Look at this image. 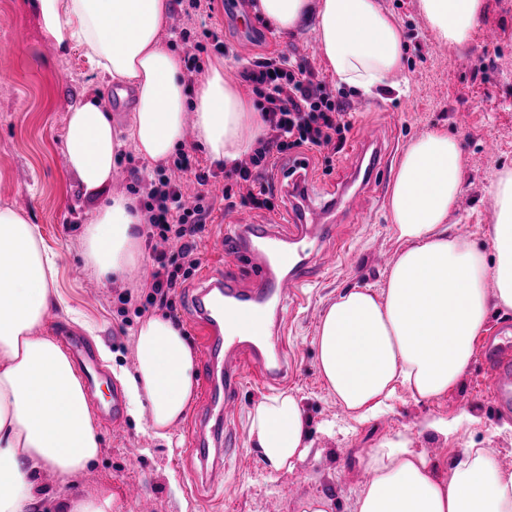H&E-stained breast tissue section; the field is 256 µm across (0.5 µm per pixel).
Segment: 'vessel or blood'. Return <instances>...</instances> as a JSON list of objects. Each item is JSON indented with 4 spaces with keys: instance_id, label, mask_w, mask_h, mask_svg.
Wrapping results in <instances>:
<instances>
[{
    "instance_id": "b4317fda",
    "label": "vessel or blood",
    "mask_w": 512,
    "mask_h": 512,
    "mask_svg": "<svg viewBox=\"0 0 512 512\" xmlns=\"http://www.w3.org/2000/svg\"><path fill=\"white\" fill-rule=\"evenodd\" d=\"M224 15L238 21L243 43L259 39L244 0H226ZM361 137L373 148L372 173L385 179L389 156L374 147L376 129L363 130ZM349 207L346 194L325 200L312 181H295L282 209L257 224L232 225L225 233L219 268L204 272L192 298L203 351L206 413L192 418L189 430L191 452L200 460L209 457L206 432L211 424L223 429L225 451H234L237 440L231 425L246 383L262 389L282 379L287 357L281 328L271 323L272 313L283 310L289 295L311 283L321 270L335 267L340 253L325 246L334 230L328 218ZM67 347L85 370L87 389H95L102 372L94 349L76 336L68 337ZM482 357L495 402L503 410L512 409V337L502 332L488 337Z\"/></svg>"
}]
</instances>
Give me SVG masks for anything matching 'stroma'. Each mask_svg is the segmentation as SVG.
<instances>
[{
    "label": "stroma",
    "instance_id": "1",
    "mask_svg": "<svg viewBox=\"0 0 512 512\" xmlns=\"http://www.w3.org/2000/svg\"><path fill=\"white\" fill-rule=\"evenodd\" d=\"M378 4L404 27L401 77L408 92L385 90L370 96L369 111L352 113L353 128L332 164L313 151H300L299 156L328 196L348 179L358 135L365 127L380 128L384 147L397 157L413 139L434 130L447 132L456 140L463 162L461 193L447 225H469L468 243L489 250L495 214L491 186L501 170L512 169V0H484L470 40L453 50L434 36L419 0ZM216 26L228 48L224 65L229 76H236L238 59L275 52L307 62L326 83L334 81L317 50L313 21L288 33H273L271 42L247 47L241 46L232 21L220 19ZM487 29L497 35L490 47L483 41ZM112 88L83 49L59 56L42 36L29 0H0V206H10L38 224L43 247L56 256L55 287L61 300L47 309L44 334L56 336L62 324L110 353L103 363L108 378L89 403L101 437L99 455L70 486H57L49 474H42L37 483L48 495L106 489L122 512H302L307 500L323 497L331 501L332 512H355L366 487L362 459L379 441L399 432L408 434L438 469H447L459 448L471 443L494 449L498 466L512 472V412L500 411L494 402L480 358L472 359L465 375L443 397L416 400L400 395L391 410L366 424L350 420L320 376L315 337L325 308L347 289L382 288L399 248L388 203L377 200L370 186L359 188L353 214L336 217V236L350 240L345 262L308 289L304 307L287 312V381L267 391L247 388L241 394L243 415L236 428L241 451L224 460V478L234 484L231 494L195 488L200 461L191 455L185 431L166 442L152 435L148 417L126 414L116 423L99 417V407L122 388L119 374L134 369L135 331L141 320L132 313L119 314L118 297L127 291L141 295L152 265V247L141 242L137 274L95 285L83 244L89 203L65 167L62 137L74 104L87 94L105 99ZM460 111L470 115L467 126L455 122ZM489 140L496 145L492 155L485 150ZM153 168L132 147H124L114 163L117 177L111 192L129 194L136 180ZM222 188L219 182L212 187L213 211L199 245L205 267L215 266L219 259L224 221L246 224L264 216L262 210L248 207L225 209ZM282 391L298 397L310 423L312 448L292 470L272 474L248 444V415L254 404ZM464 411L475 421L458 433L443 437L424 428L427 420L450 419ZM506 422L511 425L507 431L502 428ZM133 484L142 488L141 498L128 496Z\"/></svg>",
    "mask_w": 512,
    "mask_h": 512
}]
</instances>
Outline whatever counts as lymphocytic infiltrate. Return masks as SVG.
Masks as SVG:
<instances>
[{
  "label": "lymphocytic infiltrate",
  "instance_id": "f902f5d3",
  "mask_svg": "<svg viewBox=\"0 0 512 512\" xmlns=\"http://www.w3.org/2000/svg\"><path fill=\"white\" fill-rule=\"evenodd\" d=\"M214 0H188V7L199 24L203 41H193V31H179L183 41L192 42L183 63L188 74L201 71L199 55L206 49L223 52L224 39L211 30ZM239 75L253 94L262 100L267 133L259 141L248 162L225 170V179L233 184L245 183L252 190L240 203L256 209L274 210L276 195L271 186L256 181L259 171L268 169L274 159L293 150L307 148L317 152L340 153L352 128L346 118L347 102L323 81L317 80L309 64L278 54L242 60ZM194 176L200 187L195 205H186L182 184L186 176ZM214 171L197 167L187 153H180L172 169L157 168L154 178L136 188L139 210L147 225L148 240L172 244V251L153 255L149 291L137 314L149 309L171 308L172 295L200 265L198 242L212 212L208 201L209 185Z\"/></svg>",
  "mask_w": 512,
  "mask_h": 512
}]
</instances>
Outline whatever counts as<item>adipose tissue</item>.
<instances>
[{"label":"adipose tissue","instance_id":"ef3b65f1","mask_svg":"<svg viewBox=\"0 0 512 512\" xmlns=\"http://www.w3.org/2000/svg\"><path fill=\"white\" fill-rule=\"evenodd\" d=\"M419 4L435 36L451 48L468 41L483 9V0ZM258 6L281 32L313 20L331 75L363 94L403 71V28L377 0H258ZM32 8L59 54L82 46L112 84L135 90L126 125L113 123L92 99L69 112L62 142L68 170L98 201L84 249L98 281L108 284L141 258L142 215L132 198L107 193L120 149L128 145L162 162L190 133L212 161L229 167L253 151L265 124L223 61L187 93L181 60L160 38L168 0H33ZM462 180L453 137L432 131L412 140L388 199L402 248L384 287L349 289L321 317L319 373L356 421L389 408L402 391L415 399L444 396L469 367L489 302L512 309V170L501 171L492 188L487 252L448 231ZM55 280L56 260L37 225L0 207V512H42L36 472L65 486L100 451L81 379L60 344L42 332ZM135 355L134 373L121 378L129 412L148 415L153 435L169 438L194 394L193 351L168 316L155 315L139 325ZM248 442L273 471L304 459L312 443L298 399L284 392L257 403ZM364 465L374 479L357 512H512V472L481 448H465L442 474L400 433L372 448Z\"/></svg>","mask_w":512,"mask_h":512}]
</instances>
